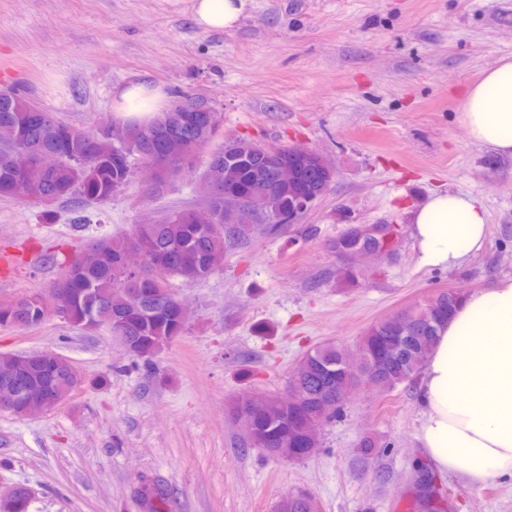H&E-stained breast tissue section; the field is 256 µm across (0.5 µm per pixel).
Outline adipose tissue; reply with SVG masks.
Instances as JSON below:
<instances>
[{
  "label": "adipose tissue",
  "mask_w": 512,
  "mask_h": 512,
  "mask_svg": "<svg viewBox=\"0 0 512 512\" xmlns=\"http://www.w3.org/2000/svg\"><path fill=\"white\" fill-rule=\"evenodd\" d=\"M251 0H194L204 31L228 30ZM168 106L163 86L141 80L115 89L117 119L146 122ZM474 144L512 156V59L469 84L458 116ZM418 263L450 269L478 252L487 212L468 193L429 195L410 212ZM420 445L436 467L477 487L512 477V277L467 294L439 331L422 370Z\"/></svg>",
  "instance_id": "ef3b65f1"
}]
</instances>
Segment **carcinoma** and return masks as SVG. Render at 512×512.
Returning a JSON list of instances; mask_svg holds the SVG:
<instances>
[{"label": "carcinoma", "mask_w": 512, "mask_h": 512, "mask_svg": "<svg viewBox=\"0 0 512 512\" xmlns=\"http://www.w3.org/2000/svg\"><path fill=\"white\" fill-rule=\"evenodd\" d=\"M174 132L167 152L181 162L211 140L208 113H196L191 126L181 113H160L144 124L117 120L94 131L65 123L51 112L28 111V98L16 91L0 99V196L51 206L58 202L86 201L103 204L122 192L151 163L156 153L152 137L157 129ZM70 150L59 151L62 142ZM61 152L57 164L46 169L34 160L40 154ZM27 153L31 159L19 162ZM327 176L310 178V166L299 165L286 180L274 181L257 162L247 159L224 163V150L214 152L199 184V206L170 211L146 230L135 224L128 232L91 241L84 253L69 261L48 294L33 293L0 303V325L36 328L37 299L60 301L61 317L75 326L88 322L106 326L121 338L127 355L149 364L162 349L190 330V316L182 313L169 279L199 282L208 279L224 259L226 242L244 239L272 223L235 224L224 215V192L245 193L255 209L265 206L263 190L270 187L278 213H288L298 187L321 191ZM138 251L143 268L125 275L121 266ZM465 293L441 291L421 305L403 309L369 327L356 349L336 344L318 346L303 355L288 383L293 399L243 394L227 406V415L240 427L244 441L270 458L299 461L320 447V436L308 425L326 423L338 415L352 372L375 373L384 391L412 383L431 353L439 328L447 322ZM54 372L49 389L58 398L70 395L81 383L62 356L42 351L34 361L22 355L0 353V390L22 396L36 390ZM414 490V508L422 512H447L448 504L434 474L420 465ZM25 489L18 488L3 512H27ZM277 512H318L306 492H286Z\"/></svg>", "instance_id": "cac0c4a2"}]
</instances>
